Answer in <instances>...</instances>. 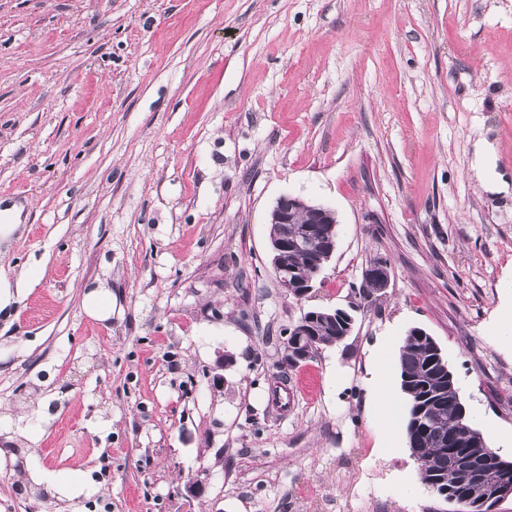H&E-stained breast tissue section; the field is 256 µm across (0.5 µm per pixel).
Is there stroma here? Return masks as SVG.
I'll list each match as a JSON object with an SVG mask.
<instances>
[{
	"instance_id": "stroma-1",
	"label": "stroma",
	"mask_w": 512,
	"mask_h": 512,
	"mask_svg": "<svg viewBox=\"0 0 512 512\" xmlns=\"http://www.w3.org/2000/svg\"><path fill=\"white\" fill-rule=\"evenodd\" d=\"M482 140L512 184V0H0V266L36 274L0 317V411L49 416L0 512H66L29 469L90 476L82 512H453L406 495L365 381L424 328L512 460V188L473 177ZM288 194L338 220L301 300L268 251ZM377 260L351 335L279 370ZM364 278L366 280L363 281L362 288H359L358 294L364 295L366 291L369 290L368 288H370L369 298H371L377 293L383 292L388 288L390 283L389 268L385 262L376 261L370 265L368 272L366 270ZM367 280H373L376 288H374V285ZM82 306L86 315L106 322L112 317V291L106 285L98 284L84 293Z\"/></svg>"
}]
</instances>
